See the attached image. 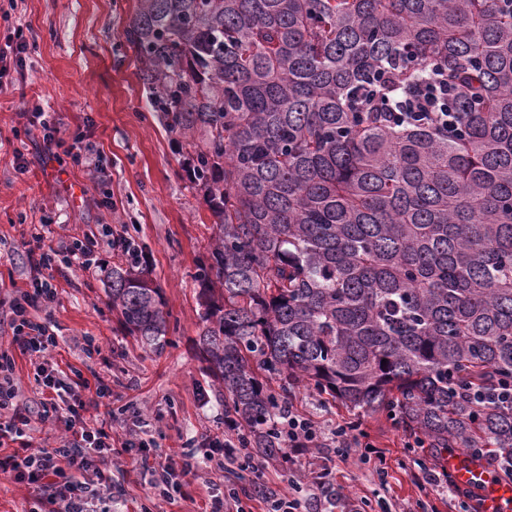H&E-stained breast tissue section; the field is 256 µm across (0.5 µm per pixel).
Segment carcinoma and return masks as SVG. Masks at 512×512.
Instances as JSON below:
<instances>
[{
	"mask_svg": "<svg viewBox=\"0 0 512 512\" xmlns=\"http://www.w3.org/2000/svg\"><path fill=\"white\" fill-rule=\"evenodd\" d=\"M126 39L215 217L199 345L243 449L304 387L512 473V0H137ZM107 292L170 344L139 265Z\"/></svg>",
	"mask_w": 512,
	"mask_h": 512,
	"instance_id": "cac0c4a2",
	"label": "carcinoma"
}]
</instances>
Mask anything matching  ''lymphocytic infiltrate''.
<instances>
[{
    "label": "lymphocytic infiltrate",
    "instance_id": "1",
    "mask_svg": "<svg viewBox=\"0 0 512 512\" xmlns=\"http://www.w3.org/2000/svg\"><path fill=\"white\" fill-rule=\"evenodd\" d=\"M131 241L117 233L104 240L83 234L70 241L53 243L41 233L31 234L22 247L28 262L25 288L17 290L9 303L12 329L11 350L0 349V447L13 443L11 453L0 454V475L25 484L33 492L29 512H98L99 505L117 503L123 489L112 479L115 451L136 456L150 489L171 499L185 493L184 476L196 462L223 464L233 443L226 437L203 435L197 440L200 459L175 464L159 453L152 435L126 427L122 440L112 435V423L91 422L89 406L111 398L104 380L88 382L76 369H61L53 360L59 338L51 325L37 317L39 308L57 299L53 273L57 263L83 270L100 267V253L111 248L129 253ZM26 356L32 368L38 396L37 406L22 399V387L15 376L16 355ZM52 424L60 431L56 446L36 443V425Z\"/></svg>",
    "mask_w": 512,
    "mask_h": 512
}]
</instances>
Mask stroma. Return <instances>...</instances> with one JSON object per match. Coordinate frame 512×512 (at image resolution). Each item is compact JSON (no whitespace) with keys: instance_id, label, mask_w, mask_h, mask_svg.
I'll return each mask as SVG.
<instances>
[{"instance_id":"35a3bbf8","label":"stroma","mask_w":512,"mask_h":512,"mask_svg":"<svg viewBox=\"0 0 512 512\" xmlns=\"http://www.w3.org/2000/svg\"><path fill=\"white\" fill-rule=\"evenodd\" d=\"M137 0H0L12 22L31 37L21 78L0 93V346L9 345L8 303L24 287V256L6 260L28 239L32 225L60 241L102 225L138 241L146 269L163 291L170 313L171 346L162 353L145 350L123 328L103 287L104 272L78 268L56 273L58 300L45 316L60 338L56 358L79 369L84 378H102L112 388V409L134 404L162 452L181 461L184 445L203 434H222L224 405L206 372L198 339V286L192 275L208 258L213 218L203 196L187 179V152L147 104L139 60L125 31ZM43 109L64 140L82 135L103 168L92 172L69 156L56 157L39 137L23 135L26 116ZM28 171H15L17 158ZM111 194V208L100 207ZM100 347L84 351L85 337ZM292 410L318 426L330 439L336 426L357 418L347 455L313 448L281 463L255 453L256 465L241 461L225 468L204 465L190 474L189 498L168 502L150 497L141 468L123 458L114 479L126 490L128 512H207L210 483L236 494L243 512H263L254 487L261 482L290 490L303 512H474L475 497L448 486L436 487L427 473H441L445 461L416 448L415 440L379 413L352 415L341 406L321 408L303 390ZM371 444L384 459H365L360 447Z\"/></svg>"}]
</instances>
